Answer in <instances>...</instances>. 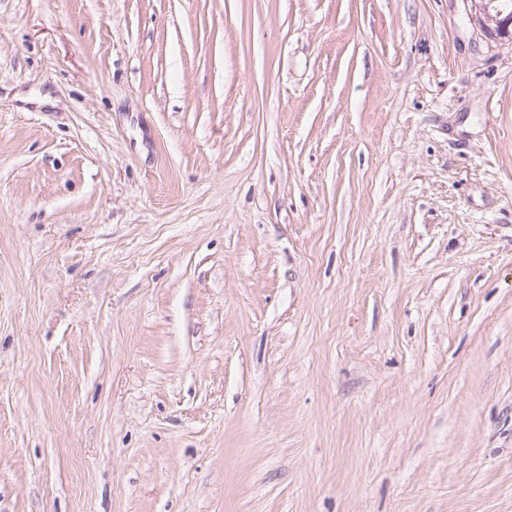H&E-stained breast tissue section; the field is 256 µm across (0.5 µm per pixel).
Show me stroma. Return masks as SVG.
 <instances>
[{
	"label": "stroma",
	"mask_w": 512,
	"mask_h": 512,
	"mask_svg": "<svg viewBox=\"0 0 512 512\" xmlns=\"http://www.w3.org/2000/svg\"><path fill=\"white\" fill-rule=\"evenodd\" d=\"M465 0H0V512H512V43Z\"/></svg>",
	"instance_id": "stroma-1"
}]
</instances>
